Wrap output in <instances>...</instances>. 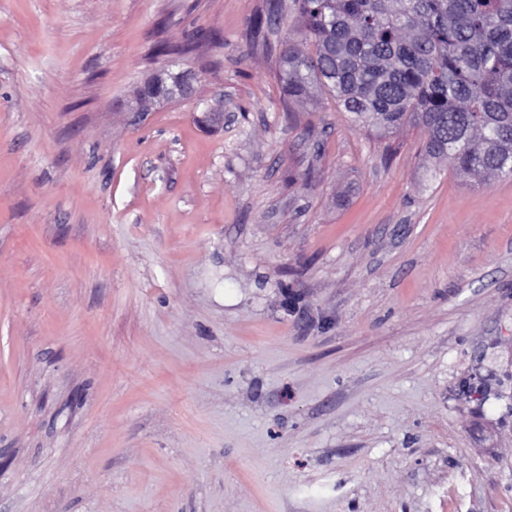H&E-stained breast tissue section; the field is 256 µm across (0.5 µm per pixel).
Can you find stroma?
Returning <instances> with one entry per match:
<instances>
[{
  "label": "stroma",
  "mask_w": 512,
  "mask_h": 512,
  "mask_svg": "<svg viewBox=\"0 0 512 512\" xmlns=\"http://www.w3.org/2000/svg\"><path fill=\"white\" fill-rule=\"evenodd\" d=\"M267 3L0 0V512H512V177L289 100ZM195 73L183 71L177 74H169L167 71L159 72L152 76L141 94V101H164L163 99L173 98L176 94L186 96L192 93L194 82L197 81ZM171 80V84L170 81ZM164 88L165 93H156L159 88Z\"/></svg>",
  "instance_id": "obj_1"
}]
</instances>
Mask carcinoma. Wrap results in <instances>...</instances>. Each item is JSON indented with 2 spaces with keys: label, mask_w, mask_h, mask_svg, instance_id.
<instances>
[{
  "label": "carcinoma",
  "mask_w": 512,
  "mask_h": 512,
  "mask_svg": "<svg viewBox=\"0 0 512 512\" xmlns=\"http://www.w3.org/2000/svg\"><path fill=\"white\" fill-rule=\"evenodd\" d=\"M290 14L313 49L284 40L288 98L327 91L379 138L418 128L463 182L512 175V0H272L254 37Z\"/></svg>",
  "instance_id": "1"
}]
</instances>
